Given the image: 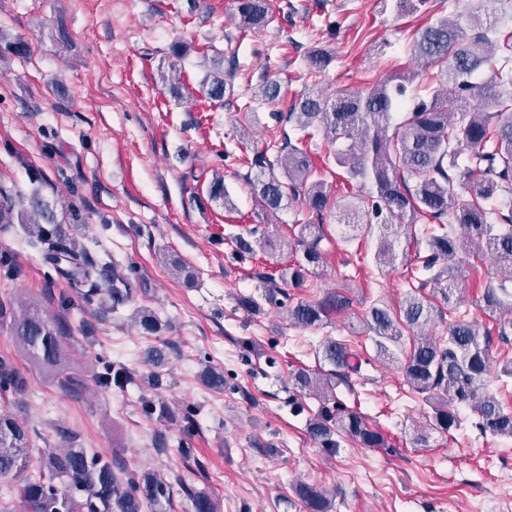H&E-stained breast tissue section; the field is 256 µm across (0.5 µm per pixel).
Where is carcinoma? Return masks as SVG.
Returning <instances> with one entry per match:
<instances>
[{
    "mask_svg": "<svg viewBox=\"0 0 512 512\" xmlns=\"http://www.w3.org/2000/svg\"><path fill=\"white\" fill-rule=\"evenodd\" d=\"M239 27L243 32L265 27L275 19L269 0H238ZM469 34L448 19L427 26L415 40L411 53L422 68H440V79L431 88L430 98L405 109L402 97L406 83L389 79L364 93L340 90L325 97L313 90L303 92L281 120L293 124L300 133L293 140L286 132L254 148L252 158H244L257 168L253 187L263 213L275 216L284 206L305 202L309 217L301 225L298 246L302 255L288 266V276L303 280L322 259L324 219L330 203L326 182L318 176L303 142L322 134L329 142L345 140L348 145L333 154L349 180L371 184L369 195L355 194L342 204L353 223L368 234L379 231L375 261L385 265L393 260L400 233L423 220L429 226L427 255L422 268L424 279L410 284L399 315L387 305L375 302L369 308L367 328L373 333L376 353L382 360L397 361L395 350L402 345L401 327L418 330L429 324L436 312L434 298L451 306L456 303L458 253L471 248L494 257L512 270V205L492 209L487 204L507 194L512 196V31L498 26L497 18L475 14ZM24 56L29 48L24 37H7L0 30V46ZM331 61L324 49L311 50L306 58L310 73L320 76ZM236 53L228 61L213 64L202 82L208 102H238L237 109L253 110L255 96L235 91ZM490 76L477 82L478 76ZM406 110L398 124L394 115ZM392 135H387L389 127ZM209 196L231 207L224 176L215 172L208 183ZM32 209L46 224L27 218L16 208L12 190L0 186V232L13 225L23 227L28 240L40 247L46 261L67 282L79 289L87 305L112 310L125 305L139 290V283L118 271L114 262H101L77 239L60 228H49L52 216L39 202ZM463 230L458 236L454 227ZM254 240L230 236L235 252L255 253V247L274 251L277 245L268 236ZM430 292H425V289ZM264 303L286 311L298 326H314L346 306L339 296L321 302L291 301L282 290L270 289ZM484 308L509 317L512 326V292L503 286L488 287ZM10 334L25 357L42 373L55 377L65 365V316L49 315L32 303L0 301V324ZM492 332L465 317L455 319L448 335L429 337L414 334L410 352L400 361L406 385L430 404L426 427L415 442L427 446L429 435L448 433L461 425L460 411L469 408L477 416L475 427L494 436L512 438V410L487 390L490 371L489 349ZM322 359L333 366L325 375L298 371L292 385L320 402L317 415L309 422V433L322 445L336 447L333 433L345 435L364 448H382L383 436L370 427L356 411H348L336 395V381L348 382L358 371L349 345L330 338L322 348ZM103 392L124 389L134 383L131 372L108 362L93 375ZM28 380L15 363L0 356V391L23 394ZM146 412L160 420L172 419L163 400L145 403ZM66 448L41 456L34 466L28 456V429L11 413L0 411V479L16 482V498L21 512H163L174 496V486L149 471L134 472L117 458L108 459L79 446L77 437H64ZM179 490L191 503L193 512H220L218 500L184 483ZM295 492L307 512H330L331 501L316 485L300 483Z\"/></svg>",
    "mask_w": 512,
    "mask_h": 512,
    "instance_id": "obj_1",
    "label": "carcinoma"
}]
</instances>
